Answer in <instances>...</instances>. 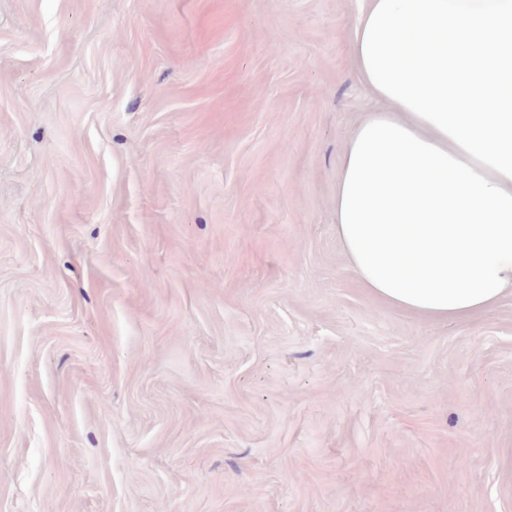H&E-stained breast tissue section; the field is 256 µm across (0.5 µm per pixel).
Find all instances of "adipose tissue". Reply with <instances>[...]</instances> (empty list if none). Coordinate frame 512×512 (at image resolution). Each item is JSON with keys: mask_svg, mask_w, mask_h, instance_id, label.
<instances>
[{"mask_svg": "<svg viewBox=\"0 0 512 512\" xmlns=\"http://www.w3.org/2000/svg\"><path fill=\"white\" fill-rule=\"evenodd\" d=\"M351 54L384 108L344 148L348 262L429 319L492 308L512 290V0H365Z\"/></svg>", "mask_w": 512, "mask_h": 512, "instance_id": "obj_1", "label": "adipose tissue"}]
</instances>
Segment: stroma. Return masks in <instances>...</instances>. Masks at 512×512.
Returning a JSON list of instances; mask_svg holds the SVG:
<instances>
[{"instance_id": "1", "label": "stroma", "mask_w": 512, "mask_h": 512, "mask_svg": "<svg viewBox=\"0 0 512 512\" xmlns=\"http://www.w3.org/2000/svg\"><path fill=\"white\" fill-rule=\"evenodd\" d=\"M362 0H0V512H512V296L336 236Z\"/></svg>"}]
</instances>
